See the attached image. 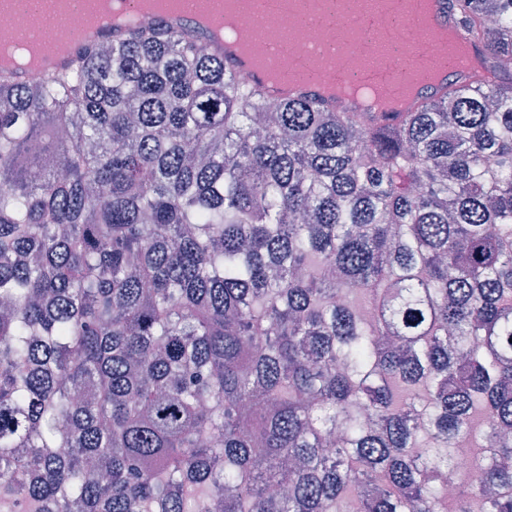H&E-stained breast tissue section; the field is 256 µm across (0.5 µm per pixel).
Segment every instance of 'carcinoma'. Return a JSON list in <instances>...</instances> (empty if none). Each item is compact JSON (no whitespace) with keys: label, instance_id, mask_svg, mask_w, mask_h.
Instances as JSON below:
<instances>
[{"label":"carcinoma","instance_id":"1","mask_svg":"<svg viewBox=\"0 0 512 512\" xmlns=\"http://www.w3.org/2000/svg\"><path fill=\"white\" fill-rule=\"evenodd\" d=\"M381 120L154 24L0 73V512H512V75Z\"/></svg>","mask_w":512,"mask_h":512}]
</instances>
